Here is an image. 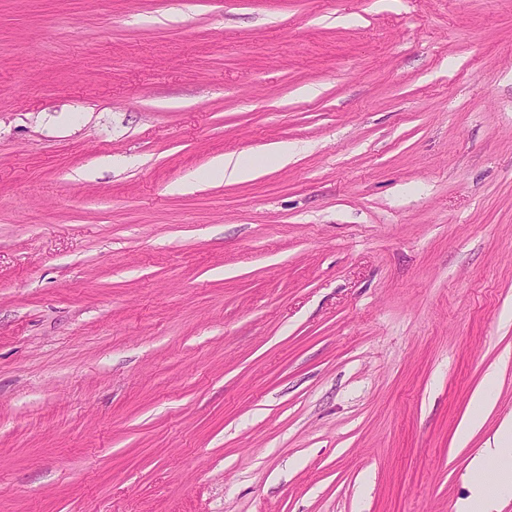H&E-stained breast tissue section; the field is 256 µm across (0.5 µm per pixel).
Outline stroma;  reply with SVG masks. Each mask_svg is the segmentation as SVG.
<instances>
[{
	"label": "stroma",
	"instance_id": "stroma-1",
	"mask_svg": "<svg viewBox=\"0 0 512 512\" xmlns=\"http://www.w3.org/2000/svg\"><path fill=\"white\" fill-rule=\"evenodd\" d=\"M509 415L512 0H0V512H456ZM216 171L228 182H242L258 175L256 167L244 162L239 157L225 156L216 163ZM473 402L476 405V410L466 418L459 429V435L463 441H467L484 423V416L480 407H483L486 402V394L484 392L477 393Z\"/></svg>",
	"mask_w": 512,
	"mask_h": 512
}]
</instances>
